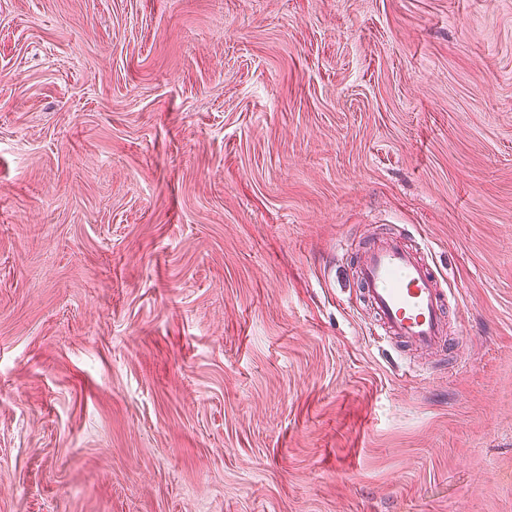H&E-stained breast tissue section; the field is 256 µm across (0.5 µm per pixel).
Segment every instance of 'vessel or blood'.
<instances>
[{
	"label": "vessel or blood",
	"instance_id": "b4317fda",
	"mask_svg": "<svg viewBox=\"0 0 512 512\" xmlns=\"http://www.w3.org/2000/svg\"><path fill=\"white\" fill-rule=\"evenodd\" d=\"M356 273L378 336L422 354L449 343V309L456 298L430 265L426 246L388 234L373 238Z\"/></svg>",
	"mask_w": 512,
	"mask_h": 512
}]
</instances>
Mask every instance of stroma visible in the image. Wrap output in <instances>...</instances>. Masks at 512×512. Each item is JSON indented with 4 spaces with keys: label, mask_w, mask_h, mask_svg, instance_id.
<instances>
[{
    "label": "stroma",
    "mask_w": 512,
    "mask_h": 512,
    "mask_svg": "<svg viewBox=\"0 0 512 512\" xmlns=\"http://www.w3.org/2000/svg\"><path fill=\"white\" fill-rule=\"evenodd\" d=\"M0 512H512V0H0ZM428 247L392 235L373 238L356 263L357 282L377 336L421 354L448 349V316L457 299L429 263Z\"/></svg>",
    "instance_id": "stroma-1"
}]
</instances>
